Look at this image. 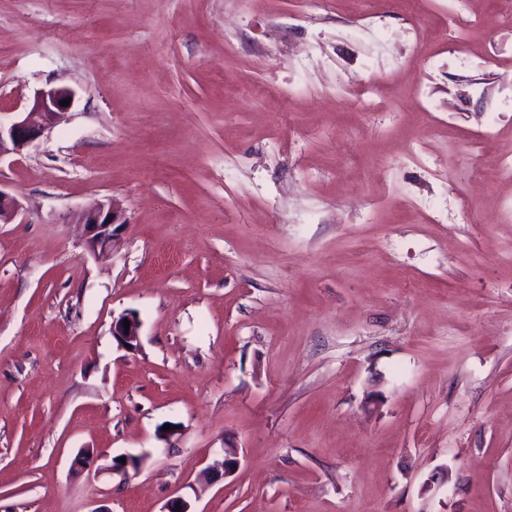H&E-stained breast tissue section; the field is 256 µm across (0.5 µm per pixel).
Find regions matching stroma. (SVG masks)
<instances>
[{
	"mask_svg": "<svg viewBox=\"0 0 512 512\" xmlns=\"http://www.w3.org/2000/svg\"><path fill=\"white\" fill-rule=\"evenodd\" d=\"M303 9L0 0V512H512V0ZM69 99L62 107L60 101ZM74 101V93L65 87L51 88L35 94L32 103L7 124L0 120V160L6 156L21 155L23 151L50 129L56 114L68 110ZM76 224L83 225L86 249L96 257L112 254L116 250L125 219L119 206L107 199L80 211L76 216ZM130 321L129 332H126L124 320ZM141 321L133 312H126L112 320V336L118 344L128 350H134L139 344Z\"/></svg>",
	"mask_w": 512,
	"mask_h": 512,
	"instance_id": "1",
	"label": "stroma"
}]
</instances>
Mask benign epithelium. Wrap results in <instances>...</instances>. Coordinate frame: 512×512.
Here are the masks:
<instances>
[{"mask_svg": "<svg viewBox=\"0 0 512 512\" xmlns=\"http://www.w3.org/2000/svg\"><path fill=\"white\" fill-rule=\"evenodd\" d=\"M64 99L74 100V93L65 87L51 88L35 94L32 103L7 124L0 122V159L6 156L20 155L50 129L56 114L66 111L60 105ZM20 201L0 189V223L9 224L20 213ZM76 223L83 225L87 251L93 256H105L113 253L119 245V232L125 224L119 206L107 199L91 208L80 211ZM130 321V327L124 321ZM141 321L133 312H126L112 320V336L118 344L128 350H134L139 344ZM126 462L112 459L110 470L124 478L130 472H138L145 462V456L127 454Z\"/></svg>", "mask_w": 512, "mask_h": 512, "instance_id": "benign-epithelium-1", "label": "benign epithelium"}]
</instances>
